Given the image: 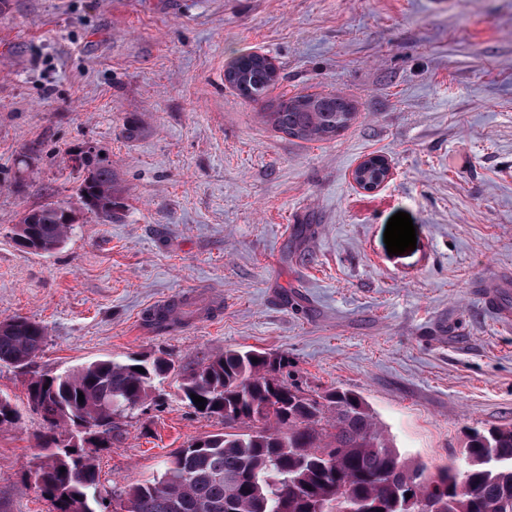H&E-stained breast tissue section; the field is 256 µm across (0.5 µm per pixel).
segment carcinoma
<instances>
[{"label":"carcinoma","instance_id":"obj_1","mask_svg":"<svg viewBox=\"0 0 512 512\" xmlns=\"http://www.w3.org/2000/svg\"><path fill=\"white\" fill-rule=\"evenodd\" d=\"M225 79L240 95L257 99L276 73L266 57L247 55L232 63ZM353 116L349 101L331 94L286 98L265 113L273 128L304 140L332 138ZM116 192L112 170L101 165L80 188V195L99 201ZM71 224L63 207L47 202L24 214L16 241L50 252ZM45 343L46 331L35 321H0V364L28 370ZM284 365L267 352L229 350L184 375L181 400L224 420V433L192 440L161 474L120 491L126 512H226L230 498L237 501L235 512H416L420 498L434 512H512V427L474 432L461 456L432 474L400 454L359 394L307 395L280 378ZM173 371L166 358L128 356L30 377L27 403L45 423L47 450L35 464L34 486L53 512H100L107 489L93 451L112 447L120 436L115 417L153 399L156 383ZM193 394L206 399L205 408ZM19 421V411L0 396V428ZM60 428L70 429L68 438L56 437ZM217 471L223 478H214Z\"/></svg>","mask_w":512,"mask_h":512}]
</instances>
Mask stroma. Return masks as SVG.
<instances>
[{"label": "stroma", "mask_w": 512, "mask_h": 512, "mask_svg": "<svg viewBox=\"0 0 512 512\" xmlns=\"http://www.w3.org/2000/svg\"><path fill=\"white\" fill-rule=\"evenodd\" d=\"M249 53L278 70L256 101L224 80ZM307 93L355 120L327 140L266 124ZM83 155L116 176L111 218L81 209ZM370 155L392 171L372 192L352 180ZM50 201L80 213L68 238L17 245ZM400 211L417 244L395 256ZM492 286L512 294V0H0V321L45 327L42 374L130 355L178 369L98 452L106 487L223 432L180 374L244 347L284 356L304 393L359 392L402 455L442 464L512 426ZM168 299L199 312L152 326ZM27 381L0 365L21 413L0 429V512H52L26 476L44 431Z\"/></svg>", "instance_id": "obj_1"}]
</instances>
